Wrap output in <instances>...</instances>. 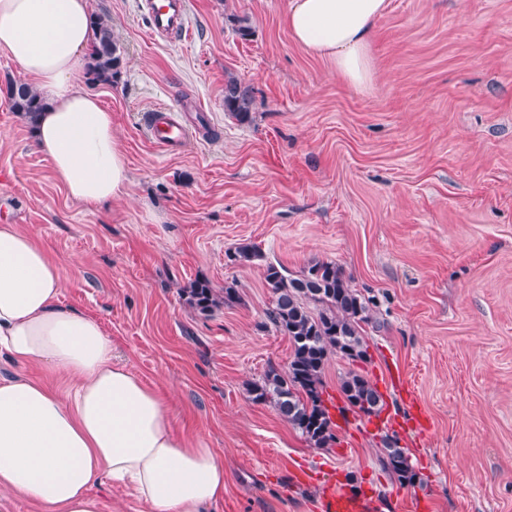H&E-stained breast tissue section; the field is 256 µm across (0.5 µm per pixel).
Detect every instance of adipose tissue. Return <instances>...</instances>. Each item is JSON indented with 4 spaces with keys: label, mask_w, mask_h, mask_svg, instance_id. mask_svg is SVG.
Listing matches in <instances>:
<instances>
[{
    "label": "adipose tissue",
    "mask_w": 512,
    "mask_h": 512,
    "mask_svg": "<svg viewBox=\"0 0 512 512\" xmlns=\"http://www.w3.org/2000/svg\"><path fill=\"white\" fill-rule=\"evenodd\" d=\"M388 0H290L297 43L330 61L354 86L371 79L367 44ZM90 0H0V52L46 102L35 147L70 198H120L130 174L112 114L78 76L88 60ZM60 271L35 235L0 224V355L51 369L46 389L0 375V493L44 512H100L91 488L130 489L146 512H213L224 498V460L191 444L168 401L112 363V339L93 318L59 301Z\"/></svg>",
    "instance_id": "adipose-tissue-1"
}]
</instances>
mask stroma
Masks as SVG:
<instances>
[{
  "label": "stroma",
  "instance_id": "stroma-1",
  "mask_svg": "<svg viewBox=\"0 0 512 512\" xmlns=\"http://www.w3.org/2000/svg\"><path fill=\"white\" fill-rule=\"evenodd\" d=\"M137 2L93 0L124 53L117 82L92 87L128 161L124 197L69 198L11 109L24 76L0 53V224L37 236L61 305L97 319L114 361L171 396L178 433L223 456L215 512H318L332 481L377 512H512V0H389L362 88L293 39L289 0H188V38L160 42ZM231 76L250 123L224 111ZM159 106L191 127L181 154L147 134ZM246 244L294 274L336 262L372 300L367 358L330 356L324 381L339 406L343 376L364 375L385 423L346 412L317 448L249 400L290 345L262 264L227 259ZM196 279L241 300L198 314L182 296ZM388 432L415 486L383 471ZM300 467L312 480H293Z\"/></svg>",
  "mask_w": 512,
  "mask_h": 512
}]
</instances>
